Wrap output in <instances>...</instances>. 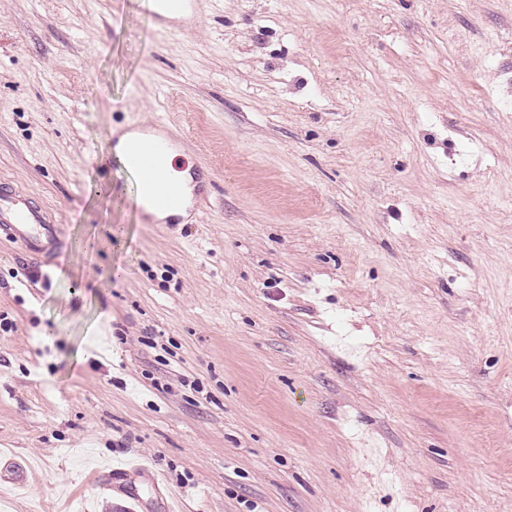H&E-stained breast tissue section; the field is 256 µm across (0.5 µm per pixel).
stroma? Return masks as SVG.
<instances>
[{
  "mask_svg": "<svg viewBox=\"0 0 512 512\" xmlns=\"http://www.w3.org/2000/svg\"><path fill=\"white\" fill-rule=\"evenodd\" d=\"M0 0L9 512H512V0ZM160 123L215 185L136 205ZM112 185L111 196L102 189ZM98 242L95 251L83 240ZM152 3L158 11L155 15L159 19V23L162 26V32L170 33L171 29L167 26V16L188 14L190 12H196L198 0H148ZM137 133H125L119 139L114 148V156L127 168L126 160L128 158L129 150L133 142L139 139ZM163 146L160 140L154 138H143L137 141L130 150L129 160L131 165L143 174L133 172L139 183H142V191L145 198L149 199L154 207L159 210L167 211L162 212L154 209L139 193V202L144 208V211L156 218H167L168 212L177 213L185 211L188 214H198L201 205L206 197L200 192L193 194L190 200L185 195H188L191 190V177L190 168L177 170L174 165L176 154L172 149L166 151L163 163L166 170V185L176 186L185 194L178 192L175 189L161 190V174L159 169V158L162 154ZM160 187V188H159ZM2 234L51 261L57 254L55 224L34 199L13 182H0V236Z\"/></svg>",
  "mask_w": 512,
  "mask_h": 512,
  "instance_id": "obj_1",
  "label": "stroma"
}]
</instances>
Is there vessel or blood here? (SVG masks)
I'll return each instance as SVG.
<instances>
[{
  "mask_svg": "<svg viewBox=\"0 0 512 512\" xmlns=\"http://www.w3.org/2000/svg\"><path fill=\"white\" fill-rule=\"evenodd\" d=\"M159 20L172 15L196 11L198 0H151ZM163 146L160 140L143 138L130 150L132 166L143 175L142 191L154 207L171 213H199L203 194L185 196L174 189L161 187L159 158ZM0 235L20 242L26 249L55 258L57 231L45 210L11 182H0Z\"/></svg>",
  "mask_w": 512,
  "mask_h": 512,
  "instance_id": "1",
  "label": "vessel or blood"
}]
</instances>
